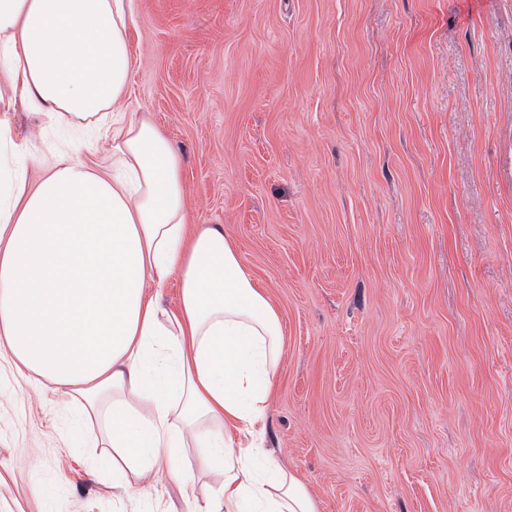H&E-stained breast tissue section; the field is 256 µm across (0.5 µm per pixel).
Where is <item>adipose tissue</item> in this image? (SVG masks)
I'll return each mask as SVG.
<instances>
[{
    "instance_id": "1",
    "label": "adipose tissue",
    "mask_w": 512,
    "mask_h": 512,
    "mask_svg": "<svg viewBox=\"0 0 512 512\" xmlns=\"http://www.w3.org/2000/svg\"><path fill=\"white\" fill-rule=\"evenodd\" d=\"M131 0H0V348L81 408L123 464L165 471L194 512H318L258 442L283 350L279 313L218 228L187 237L182 160L118 112L133 70ZM105 130L106 171L60 149L27 188L10 115ZM180 282L177 310L159 294ZM220 470L217 498L183 466Z\"/></svg>"
}]
</instances>
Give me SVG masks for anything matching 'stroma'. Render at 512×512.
<instances>
[{"mask_svg": "<svg viewBox=\"0 0 512 512\" xmlns=\"http://www.w3.org/2000/svg\"><path fill=\"white\" fill-rule=\"evenodd\" d=\"M124 108L182 158L275 304L266 449L318 512H512V0H134ZM36 187L61 142L10 116ZM75 407L0 353V512H189L157 474L113 500Z\"/></svg>", "mask_w": 512, "mask_h": 512, "instance_id": "stroma-1", "label": "stroma"}]
</instances>
